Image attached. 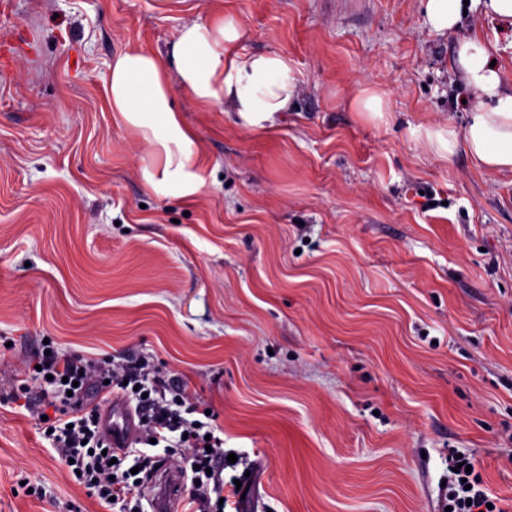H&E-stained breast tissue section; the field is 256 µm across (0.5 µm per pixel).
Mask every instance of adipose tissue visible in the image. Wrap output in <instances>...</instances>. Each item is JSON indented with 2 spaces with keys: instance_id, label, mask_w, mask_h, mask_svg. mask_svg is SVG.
I'll return each mask as SVG.
<instances>
[{
  "instance_id": "obj_1",
  "label": "adipose tissue",
  "mask_w": 512,
  "mask_h": 512,
  "mask_svg": "<svg viewBox=\"0 0 512 512\" xmlns=\"http://www.w3.org/2000/svg\"><path fill=\"white\" fill-rule=\"evenodd\" d=\"M420 7L430 29L457 36L461 77L473 98L464 131L425 129L427 146L443 158L462 150L485 170L512 174V77L493 65V46L459 32L467 12L512 25V0H420ZM245 36L231 15L208 23L191 20L178 29L169 57L130 49L109 67L104 81L109 106L163 154L161 172L148 170L144 177L170 196L186 198L201 187L194 170L197 137L180 121L174 90L200 106L222 108L249 130L275 129L281 113L294 105L298 79L290 59L278 51L247 52Z\"/></svg>"
}]
</instances>
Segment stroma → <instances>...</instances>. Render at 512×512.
Here are the masks:
<instances>
[{
    "instance_id": "35a3bbf8",
    "label": "stroma",
    "mask_w": 512,
    "mask_h": 512,
    "mask_svg": "<svg viewBox=\"0 0 512 512\" xmlns=\"http://www.w3.org/2000/svg\"><path fill=\"white\" fill-rule=\"evenodd\" d=\"M225 14L300 93L265 132L174 91L204 154L174 198L104 79ZM461 33L512 76V28ZM1 42L0 512H105L12 398L48 338L184 384L243 459L238 512H441L452 448L512 512V174L413 135L471 109L419 0H6ZM355 112H366L371 118L385 122L386 102L384 96L372 89H364L352 101Z\"/></svg>"
}]
</instances>
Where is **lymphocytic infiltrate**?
Listing matches in <instances>:
<instances>
[{
    "mask_svg": "<svg viewBox=\"0 0 512 512\" xmlns=\"http://www.w3.org/2000/svg\"><path fill=\"white\" fill-rule=\"evenodd\" d=\"M35 362L38 379L51 385L44 400L53 414L41 426L60 459L68 462L69 472L91 496L103 502L116 500L119 512H144L145 476L173 460L192 481L188 512H225L220 503L229 466L224 441L216 436L215 426L196 420V408L186 390L167 392L165 380L146 362L115 365L54 349L37 356ZM125 383L133 387L137 400L140 446L114 460L105 452L86 395L92 391L102 397ZM471 462L470 456L449 450L443 506L451 512H504L501 504L492 503L482 475L471 469Z\"/></svg>",
    "mask_w": 512,
    "mask_h": 512,
    "instance_id": "obj_1",
    "label": "lymphocytic infiltrate"
}]
</instances>
